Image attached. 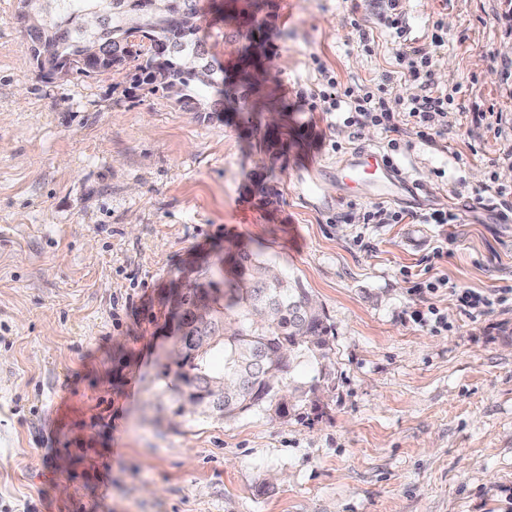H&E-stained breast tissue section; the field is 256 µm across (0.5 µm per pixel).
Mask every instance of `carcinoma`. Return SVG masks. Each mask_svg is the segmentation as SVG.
Here are the masks:
<instances>
[{"label": "carcinoma", "instance_id": "obj_1", "mask_svg": "<svg viewBox=\"0 0 512 512\" xmlns=\"http://www.w3.org/2000/svg\"><path fill=\"white\" fill-rule=\"evenodd\" d=\"M40 0L37 36L56 41L64 54L76 56L92 39L107 47L112 57L127 62L147 55L139 67V79L155 84L152 63L166 61L167 81L161 83L187 112L224 111L223 70L214 66L205 41L195 33L178 41L174 32L188 30L198 0H168V26L129 28L127 24L153 11L152 0ZM272 266L262 255L239 254L231 266L224 262L200 273L203 282L188 285L178 297L183 334L177 344L192 356L190 362L166 367L173 374L170 390L185 410L184 397L193 401L191 409L217 419H231L256 408L274 409L277 416L301 409L308 389L295 386L281 394L285 376L294 362L308 357L326 370L332 348L330 327L314 299L297 279L271 274ZM209 299L216 308L208 320L196 318L192 307ZM222 354L220 370L213 368L214 351Z\"/></svg>", "mask_w": 512, "mask_h": 512}]
</instances>
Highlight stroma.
Returning a JSON list of instances; mask_svg holds the SVG:
<instances>
[{
  "label": "stroma",
  "mask_w": 512,
  "mask_h": 512,
  "mask_svg": "<svg viewBox=\"0 0 512 512\" xmlns=\"http://www.w3.org/2000/svg\"><path fill=\"white\" fill-rule=\"evenodd\" d=\"M381 5L201 0L235 80L204 117L136 84L137 58L44 79L0 0V512H512V305L455 298L512 288V0H400L448 100L428 140ZM331 76L387 83L395 131L313 106ZM363 148L424 185L387 202L402 223H363L358 182L303 196ZM242 250L326 313L324 390L285 418L177 415L173 288ZM429 274L447 288L413 293ZM432 306L447 330L412 321ZM457 302L465 312L471 314L485 312L493 304L488 296L471 289L461 291L457 296Z\"/></svg>",
  "instance_id": "1"
}]
</instances>
